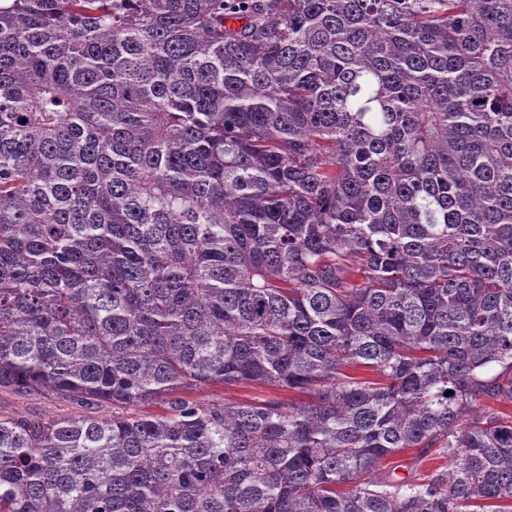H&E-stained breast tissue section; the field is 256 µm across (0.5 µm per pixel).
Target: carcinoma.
<instances>
[{
    "mask_svg": "<svg viewBox=\"0 0 512 512\" xmlns=\"http://www.w3.org/2000/svg\"><path fill=\"white\" fill-rule=\"evenodd\" d=\"M0 390V512H512V0H0ZM189 398L210 404H224V400L245 402L254 399H284L302 402L305 397L298 391H288L265 386H230L221 384L200 385L188 393ZM0 415L25 416L30 419H47L54 416H112V407L107 405L89 406L79 401L55 397H19L0 391ZM437 448H410L391 455L382 463L376 477L388 478L415 477L427 473L446 472L448 459Z\"/></svg>",
    "mask_w": 512,
    "mask_h": 512,
    "instance_id": "carcinoma-1",
    "label": "carcinoma"
}]
</instances>
